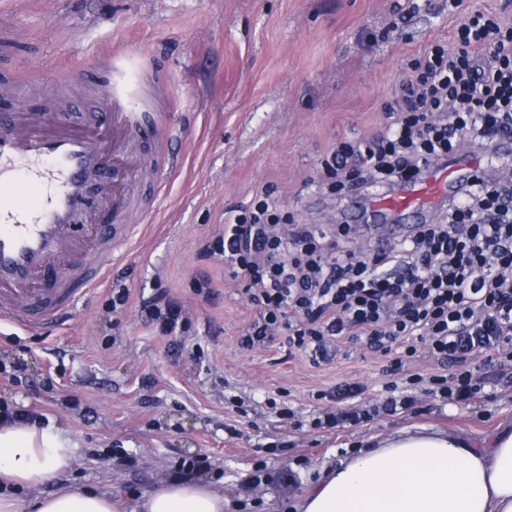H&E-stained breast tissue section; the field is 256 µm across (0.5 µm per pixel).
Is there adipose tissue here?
I'll use <instances>...</instances> for the list:
<instances>
[{
	"mask_svg": "<svg viewBox=\"0 0 512 512\" xmlns=\"http://www.w3.org/2000/svg\"><path fill=\"white\" fill-rule=\"evenodd\" d=\"M73 450L54 425H0V512H23L14 490L37 489L71 468ZM299 512H512V426L488 447L425 427L362 450L310 485ZM33 512H224L223 494L173 480L134 506L110 490L78 487L37 497Z\"/></svg>",
	"mask_w": 512,
	"mask_h": 512,
	"instance_id": "obj_1",
	"label": "adipose tissue"
}]
</instances>
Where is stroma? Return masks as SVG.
Returning <instances> with one entry per match:
<instances>
[{
    "mask_svg": "<svg viewBox=\"0 0 512 512\" xmlns=\"http://www.w3.org/2000/svg\"><path fill=\"white\" fill-rule=\"evenodd\" d=\"M417 2L382 39L408 0H0V113L40 110L42 90L74 74L95 84L118 46L142 79H166L177 130L152 221L105 280L52 327L0 322V404L70 441L76 461L63 484L109 486L130 501L202 455L192 478L223 492L225 512H297L305 489L370 439L428 426L478 446L512 424V391L490 383L468 406L433 409L422 395L355 430L295 429L268 399L285 397L309 419L318 390L355 381L382 393L383 359L356 341L318 367L282 336L241 348L255 307L241 279L197 256L225 210L265 185L300 223L330 224L316 188L321 155L369 135L411 60L451 40L460 20L445 0ZM28 83L38 92L18 94ZM203 277L217 285L208 303L192 289ZM118 284L130 298L116 312ZM161 292L182 303L184 333L164 337L141 320V300ZM228 393L246 398L247 416L225 408Z\"/></svg>",
    "mask_w": 512,
    "mask_h": 512,
    "instance_id": "35a3bbf8",
    "label": "stroma"
}]
</instances>
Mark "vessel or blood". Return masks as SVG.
<instances>
[{"label": "vessel or blood", "mask_w": 512, "mask_h": 512, "mask_svg": "<svg viewBox=\"0 0 512 512\" xmlns=\"http://www.w3.org/2000/svg\"><path fill=\"white\" fill-rule=\"evenodd\" d=\"M165 84L156 81L140 106L111 75L95 89L108 118L106 134L74 126L67 118L70 94L53 91L39 112H16L0 127V320L29 330L70 314L87 288L102 280L107 259L132 244L136 224L150 223L153 206L127 184L129 174L153 168L144 135L167 134L171 119L154 111ZM49 167H40L42 158ZM32 164L30 181L46 186L37 203L16 176L17 162ZM483 155L433 162L421 178L369 198L367 214L381 224L423 215L454 194L461 180L482 175ZM96 196H89L90 185ZM111 221L98 223L99 209ZM88 224L87 240L71 227Z\"/></svg>", "instance_id": "vessel-or-blood-1"}]
</instances>
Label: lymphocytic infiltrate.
<instances>
[{
  "label": "lymphocytic infiltrate",
  "mask_w": 512,
  "mask_h": 512,
  "mask_svg": "<svg viewBox=\"0 0 512 512\" xmlns=\"http://www.w3.org/2000/svg\"><path fill=\"white\" fill-rule=\"evenodd\" d=\"M373 134L337 142L321 159V189L361 198L422 177L464 152L512 154V25L476 14L452 42L429 44L404 73ZM487 171L461 181L444 224H338L333 237L288 224L279 199L256 192L225 211L201 257L241 277L257 315L239 343L288 342L314 366L342 341L386 357V394L358 383L318 391L309 426L356 428L411 409L417 393L471 404L486 383L512 388V184ZM141 318L160 335L183 330L182 307L160 295ZM425 348L430 374L403 369ZM482 370H473L474 360Z\"/></svg>",
  "instance_id": "obj_1"
}]
</instances>
